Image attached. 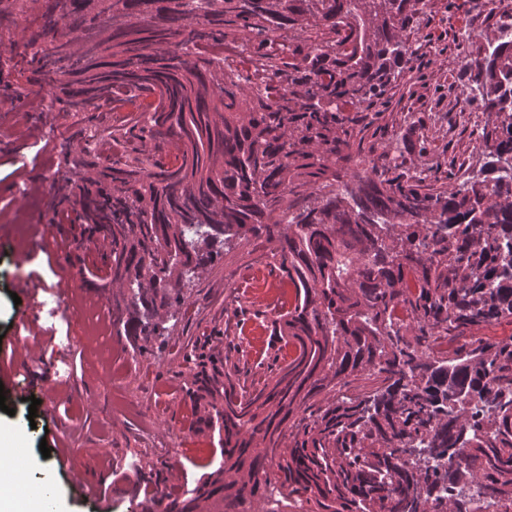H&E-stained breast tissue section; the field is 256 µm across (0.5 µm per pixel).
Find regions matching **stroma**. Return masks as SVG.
Segmentation results:
<instances>
[{
	"label": "stroma",
	"mask_w": 512,
	"mask_h": 512,
	"mask_svg": "<svg viewBox=\"0 0 512 512\" xmlns=\"http://www.w3.org/2000/svg\"><path fill=\"white\" fill-rule=\"evenodd\" d=\"M497 16L471 0H429L412 35L417 55L389 87L385 103L359 107L365 151L398 147L406 169H427L444 178L451 163H472L478 141L472 130L478 109L459 105L449 84L463 77L461 58L467 35L496 36ZM14 100L0 104L9 137L0 147V236L22 239L24 261L0 254V435L21 434L29 457L19 472L28 488L52 484L55 512H169L163 493L138 495L136 481L153 480L170 465L182 486L195 487L221 459L217 432L194 430L185 387L192 376L183 356L205 336L224 339L223 352L238 364L240 382L269 378L279 347L272 322L279 308L268 293L286 284L278 261L256 263L251 245L240 244L219 256L183 292L187 304L165 346L148 353L126 350L114 329L95 339L97 309L106 307L95 277L78 281L80 268L102 265V251H75L81 224L69 209L53 202L42 179L45 166L63 168L60 138L91 132L88 113L47 110L39 86L8 69L0 73V91ZM75 286L56 316L52 288L66 280ZM37 345L41 362H26L21 340ZM102 349L115 361L116 382L105 380L94 359ZM55 388L53 408L38 405L29 419L24 394L41 386ZM50 454L42 456L39 446ZM80 470L88 493L70 482Z\"/></svg>",
	"instance_id": "35a3bbf8"
}]
</instances>
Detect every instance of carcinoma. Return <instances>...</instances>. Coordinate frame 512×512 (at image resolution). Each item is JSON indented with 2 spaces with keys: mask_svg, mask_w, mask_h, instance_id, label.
<instances>
[{
  "mask_svg": "<svg viewBox=\"0 0 512 512\" xmlns=\"http://www.w3.org/2000/svg\"><path fill=\"white\" fill-rule=\"evenodd\" d=\"M26 1L39 24L14 31ZM426 6L0 0V47L18 73L50 78L51 105L102 112L146 93L140 140L177 150L171 165L143 150L122 164L85 146L50 185L109 242L97 279L126 348L166 342L183 280L222 248L265 240L295 288L272 323L295 354L271 381L236 388L207 337L186 393L224 458L187 498L168 493L172 512H512V336L472 335L512 323V14L464 55L460 87L484 121L454 188L387 176L397 157L366 159L347 111L413 60ZM233 25L254 34L253 69L219 79L211 49ZM450 334L466 343L436 349ZM450 448L461 457L437 471Z\"/></svg>",
  "mask_w": 512,
  "mask_h": 512,
  "instance_id": "obj_1",
  "label": "carcinoma"
}]
</instances>
